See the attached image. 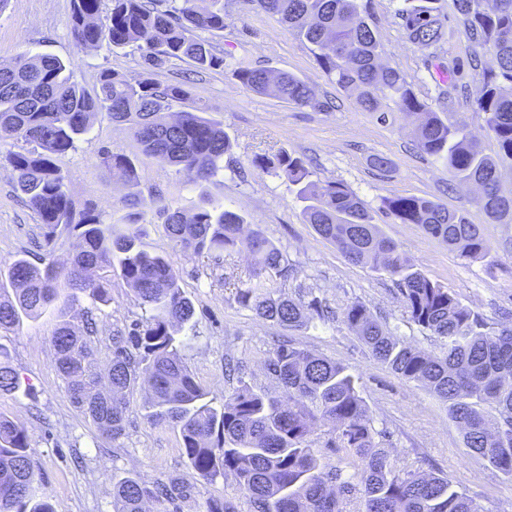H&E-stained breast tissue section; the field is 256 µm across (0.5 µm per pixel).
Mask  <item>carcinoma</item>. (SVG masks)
<instances>
[{"label": "carcinoma", "instance_id": "cac0c4a2", "mask_svg": "<svg viewBox=\"0 0 512 512\" xmlns=\"http://www.w3.org/2000/svg\"><path fill=\"white\" fill-rule=\"evenodd\" d=\"M102 0H72V37L76 47H132L144 64L159 69L173 59L188 60L202 71L224 67V56L192 30L224 31V0H111L106 23L95 21ZM279 25L313 45L321 66L336 84L357 93L363 110L385 123L393 112L414 119L416 147L448 168L459 185L481 189L477 205L496 224L512 223V198L500 193L498 170L512 163V0H498L495 10L482 0H455L458 19L472 44L470 66L481 71L476 108L483 112L485 134L497 147L484 154L467 124L446 123L414 91L405 75L380 64L381 44L362 0H245ZM398 17L406 40L435 54L445 39L436 0H405ZM497 67L481 69V57ZM240 85L298 106L318 107L311 88L296 75L262 67H241ZM187 90L160 86L150 79L104 71L91 95L72 76L71 63L49 54L20 55L0 62V140L22 141L11 151L15 190L34 211L44 230L43 253L25 252L0 268V330L47 312L55 317L51 345L66 382L69 401L116 440L124 435L127 403L123 394L141 377L149 384L143 405L146 418L179 431L192 477L212 485L231 475L254 512H347L345 496L358 494L362 512H479L448 479L396 471L386 449L375 441L350 369L303 347L280 345L267 370L282 388L271 398L246 384L218 400L196 381L181 357L179 332L194 317V306L180 285L174 262L144 248L148 212L164 217L168 236L184 254L247 251L254 259L247 280L238 283L235 300L262 320L284 329L308 327L324 316L326 304L288 296L279 281L288 261L261 233L244 234V218L222 205L206 202L186 215L171 210L159 196L124 200L128 224L116 230L91 209L76 210L62 159L87 134L100 114L125 125L145 157L175 166L195 182H206L224 168L230 138L224 126L202 111H182L175 120L165 112ZM394 104L386 111L383 101ZM101 164L112 179L133 183L138 160L104 150ZM252 167L282 173L288 189L304 203V221L333 243L353 264L367 265L397 286L409 321L438 338L441 352H421L390 334L362 302L343 311L348 327L372 357L401 377L417 382L439 402L463 434L465 447L512 478V326H494L462 304L447 288L416 269L399 245L383 236L361 200L342 182L321 183L304 160L286 150L256 155ZM382 205L400 224H418L431 237L466 259H481L489 246L468 213L423 196H394ZM74 232L78 250L63 262L54 255L59 232ZM132 287L144 310L126 336L113 341L107 372L100 369L90 331L80 333L70 321L83 299L111 301L112 276ZM21 389L18 373L0 362V395ZM493 410L497 425L488 426ZM317 422L334 425L324 447L308 441ZM26 427L0 415V512H53L36 495ZM347 450L359 464L347 479L324 462L326 451ZM162 492L135 476L113 483V512H147L146 503Z\"/></svg>", "mask_w": 512, "mask_h": 512}]
</instances>
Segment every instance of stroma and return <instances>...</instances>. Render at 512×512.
<instances>
[{
    "label": "stroma",
    "mask_w": 512,
    "mask_h": 512,
    "mask_svg": "<svg viewBox=\"0 0 512 512\" xmlns=\"http://www.w3.org/2000/svg\"><path fill=\"white\" fill-rule=\"evenodd\" d=\"M366 3L381 43L382 64L403 72L445 122H465L486 153H495V145L485 137L484 115L475 106L479 81L468 78L465 98L449 103L447 83L430 78L425 52L402 33L396 12L403 0ZM439 6L448 17L439 59L468 69L472 46L456 17L454 0H440ZM71 23L72 0H8L0 9V62L25 52L72 60L74 79L90 93L107 69L161 85L188 84L190 95L178 103V110L203 108L208 117L223 124L232 142L223 171L210 182L195 184L175 167L142 158L135 183H115L99 162L101 149L129 156H140L141 149L127 128L99 116L62 161L76 208H93L105 222L119 224L126 214L122 200L129 195H159L181 210L194 209L203 198H210L241 214L247 230L259 231L286 255L289 295L314 294L330 308L328 319L311 320L300 330L263 321L240 307L233 289L224 285L229 271L246 275L251 264L247 252L188 259L180 255L162 224H152L144 240L146 249L174 258L181 286L195 308L193 319L182 329L181 355L202 388L220 398L244 382L257 392L280 395L266 363L279 341L291 340L348 366L358 376L377 431L375 440L387 449L396 470L445 476L480 512H512V479L469 453L444 404L420 384L374 360L344 322L343 310L350 302H363L396 336L425 351H439V341L408 321L401 295L389 278L349 263L304 222L301 205L289 193L284 175L253 169L249 162L254 155L286 149L307 160L316 180L343 182L420 270L497 324H512V223L490 222L475 204L478 187L453 185L447 169L417 149L411 119L398 113L392 124H379L337 86L309 44L246 0H224V30L210 37L224 56V67L207 73L179 60L160 70H147L139 52L129 47L76 48ZM241 66L297 75L313 90L321 108L299 107L246 91L233 75ZM20 148L15 141H0V266L22 251L37 252L42 241L38 218L16 193L13 171L5 161L8 152ZM378 155L388 159L387 169L374 167ZM393 195L428 196L449 209L468 210L472 222L480 226L489 254L464 260L419 225L396 223L382 209L383 198ZM111 295L107 306L95 310L86 299L72 313L79 326L86 317L95 319L91 340L104 363L110 358L113 337L127 335L142 315L121 278H113ZM52 330L53 319L46 316L0 332V350L28 386L13 396L0 395V414L26 426L37 492L48 498L54 512H112L113 482L130 474L150 486L161 482L181 487L173 512H212L216 507L222 512H253L248 495L232 479L208 487L195 483L178 431L151 424L144 416L145 382L135 383L126 393L125 436L116 442L103 436L66 395L50 344Z\"/></svg>",
    "instance_id": "obj_1"
}]
</instances>
